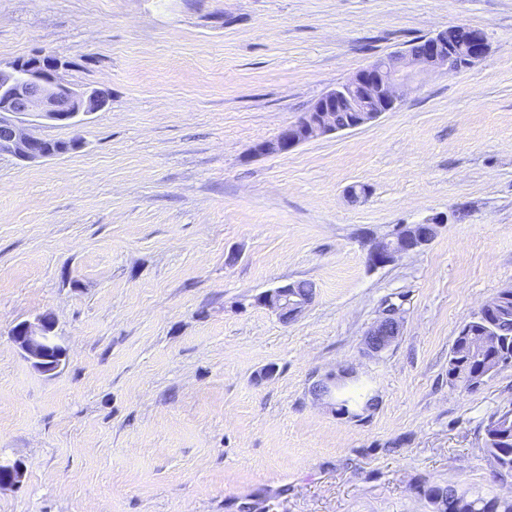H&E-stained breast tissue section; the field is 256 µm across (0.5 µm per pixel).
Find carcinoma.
<instances>
[{
    "label": "carcinoma",
    "instance_id": "1",
    "mask_svg": "<svg viewBox=\"0 0 512 512\" xmlns=\"http://www.w3.org/2000/svg\"><path fill=\"white\" fill-rule=\"evenodd\" d=\"M491 341L488 350L512 358V293L497 297L495 309L478 314L464 323L448 355V384L472 392L487 382L473 375L471 342ZM484 448L489 457L501 462V470L493 471L494 478L512 473V418L505 419L500 411L491 413L482 425ZM419 496L437 512H512V498L486 496L479 491L455 485L421 482L415 486Z\"/></svg>",
    "mask_w": 512,
    "mask_h": 512
}]
</instances>
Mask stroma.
<instances>
[{"label": "stroma", "instance_id": "obj_1", "mask_svg": "<svg viewBox=\"0 0 512 512\" xmlns=\"http://www.w3.org/2000/svg\"><path fill=\"white\" fill-rule=\"evenodd\" d=\"M451 25L486 56L421 77L355 131L258 156L324 92ZM41 51L111 94L79 149L0 155V512H430L418 480H493L483 420L512 367L448 384L460 326L512 286V0H0V64ZM444 213L420 251L369 269L368 239ZM316 287L295 322L253 298ZM381 358L362 340L387 308ZM55 321L33 369L11 329ZM275 366L273 378L255 376ZM353 367L362 419L312 398ZM400 330L396 313L387 311L366 332L363 340L364 353L370 357H381L396 343ZM342 371L343 368L324 375H319L317 379L311 383L310 392L317 401L332 408L331 400L336 391V378L338 374H342ZM327 385H329L328 391L326 389Z\"/></svg>", "mask_w": 512, "mask_h": 512}]
</instances>
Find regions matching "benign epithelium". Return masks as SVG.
<instances>
[{
	"label": "benign epithelium",
	"instance_id": "1",
	"mask_svg": "<svg viewBox=\"0 0 512 512\" xmlns=\"http://www.w3.org/2000/svg\"><path fill=\"white\" fill-rule=\"evenodd\" d=\"M488 52V40L479 29L455 25L421 38L406 48L379 58L358 72L348 83L320 96L294 122L278 135L259 143L257 155L284 154L296 146L338 132L360 129L395 110L403 96L411 91L418 77L432 71L454 73L468 68ZM70 64L41 52L28 64L15 63L0 69V155L10 154L23 162L53 157L43 149L45 139L26 132L19 123L22 116H34L48 122L69 121L78 126L85 117L104 110L109 104L106 92L97 88H77L65 78ZM349 112L344 123L336 121L337 112ZM444 224L434 216L418 224H398L393 231L371 239L366 263L371 269L392 265L400 256L429 245ZM285 324L297 320L312 304L287 283H281L255 297ZM52 319L44 316L36 322H22L11 332L13 341L39 372L53 369L47 348ZM400 321L393 311L375 321L365 334L364 353L380 357L400 336ZM342 370L317 376L310 392L326 406L336 391L337 375Z\"/></svg>",
	"mask_w": 512,
	"mask_h": 512
}]
</instances>
